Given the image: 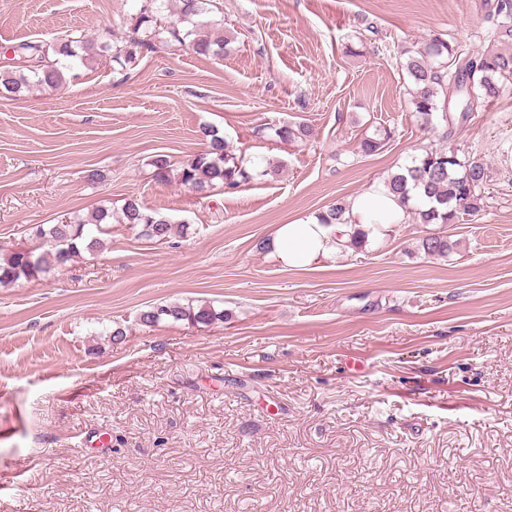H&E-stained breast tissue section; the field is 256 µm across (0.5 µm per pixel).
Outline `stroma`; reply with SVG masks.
Returning a JSON list of instances; mask_svg holds the SVG:
<instances>
[{
    "label": "stroma",
    "instance_id": "1",
    "mask_svg": "<svg viewBox=\"0 0 512 512\" xmlns=\"http://www.w3.org/2000/svg\"><path fill=\"white\" fill-rule=\"evenodd\" d=\"M216 3L224 58L101 57L0 98V250L133 196L186 225L161 244L113 223L101 250L0 287V512H512V85L448 137L412 112L399 67L436 35L487 48L481 0ZM138 6L0 0V50L120 41ZM296 117L306 140L254 135ZM205 125L282 172L207 198L155 182L152 157L191 159ZM382 126L389 144L360 153ZM449 145L489 177L448 259L420 252L429 227L412 223L320 270L261 249ZM203 301L224 319L138 321Z\"/></svg>",
    "mask_w": 512,
    "mask_h": 512
}]
</instances>
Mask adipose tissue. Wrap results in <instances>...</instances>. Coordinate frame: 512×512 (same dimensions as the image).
<instances>
[{
  "label": "adipose tissue",
  "mask_w": 512,
  "mask_h": 512,
  "mask_svg": "<svg viewBox=\"0 0 512 512\" xmlns=\"http://www.w3.org/2000/svg\"><path fill=\"white\" fill-rule=\"evenodd\" d=\"M405 207L386 189L384 180L373 181L354 198L339 224H324L308 216L277 225L266 247L269 256L285 268H323L349 252L348 243L356 232L378 241L396 224L409 222Z\"/></svg>",
  "instance_id": "ef3b65f1"
}]
</instances>
